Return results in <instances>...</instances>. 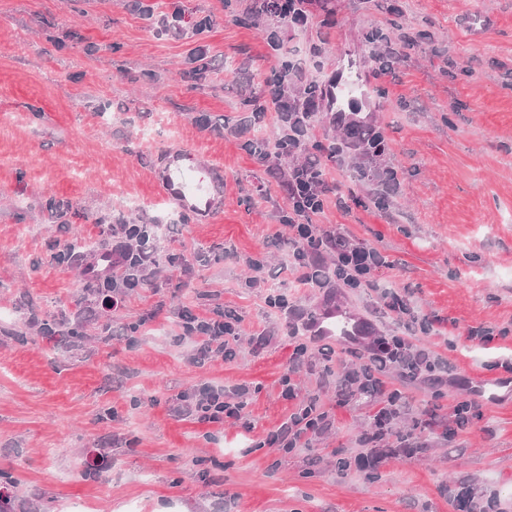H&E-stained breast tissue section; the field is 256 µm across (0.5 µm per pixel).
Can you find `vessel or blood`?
<instances>
[{
    "mask_svg": "<svg viewBox=\"0 0 512 512\" xmlns=\"http://www.w3.org/2000/svg\"><path fill=\"white\" fill-rule=\"evenodd\" d=\"M367 76L358 70H346L330 91L337 111L355 106L364 100L363 88ZM185 151L173 148L166 153V163L161 174L164 192L177 204L196 216L210 220L215 215V199L224 191L222 168L208 160L184 164ZM310 331L320 338H331L347 344L357 341L366 332L365 323L344 309L329 307L314 317Z\"/></svg>",
    "mask_w": 512,
    "mask_h": 512,
    "instance_id": "vessel-or-blood-1",
    "label": "vessel or blood"
}]
</instances>
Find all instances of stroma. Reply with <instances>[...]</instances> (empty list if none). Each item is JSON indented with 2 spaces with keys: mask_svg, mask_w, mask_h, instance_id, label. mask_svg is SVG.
<instances>
[{
  "mask_svg": "<svg viewBox=\"0 0 512 512\" xmlns=\"http://www.w3.org/2000/svg\"><path fill=\"white\" fill-rule=\"evenodd\" d=\"M255 0H0V470L40 512H460L458 483L512 512V403L480 404L447 439L477 379L502 376L512 358V0H315L306 27L268 35L276 22ZM482 15L481 35L470 32ZM209 18L210 27L195 23ZM406 30L416 44L393 74L376 76L382 45L371 30ZM209 65L186 78L197 58ZM327 84L339 60L371 72L367 101L346 116L381 133L384 149L348 148L323 158L347 202L327 203L317 222L351 245L379 250L378 278L404 289L448 364L437 387L393 366L386 388L409 402L399 426L430 420L423 449L389 460L374 476L341 470L378 406L352 391L336 404V373L361 368L377 336L404 330L377 292L334 276L303 288L282 271L287 201L275 181L290 161L257 162L250 140L275 137L273 121L247 126L252 89L278 59ZM329 100L312 118L314 146L343 136ZM182 147L224 171V202L198 221L161 189L169 149ZM394 195L376 203L388 171ZM109 218L157 227L146 285L118 304L87 293L86 260L120 246L100 235ZM184 253L192 274L164 256ZM264 282L254 283V263ZM63 314L90 340L57 346L19 302ZM240 320L231 359L197 365L178 342L181 313L216 305ZM327 304L373 325L371 337L331 354L312 349L295 377L335 422L311 447L264 446L294 406L281 396L293 340L288 315ZM158 310L149 327L142 315ZM110 340L100 343L102 324ZM493 328L486 346L463 338ZM249 387L244 429L182 413L203 383ZM102 459L100 479L87 480Z\"/></svg>",
  "mask_w": 512,
  "mask_h": 512,
  "instance_id": "obj_1",
  "label": "stroma"
}]
</instances>
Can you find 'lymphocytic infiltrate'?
I'll list each match as a JSON object with an SVG mask.
<instances>
[{"label":"lymphocytic infiltrate","mask_w":512,"mask_h":512,"mask_svg":"<svg viewBox=\"0 0 512 512\" xmlns=\"http://www.w3.org/2000/svg\"><path fill=\"white\" fill-rule=\"evenodd\" d=\"M278 67H271L260 85L261 93L270 97V107H259L253 112L254 121L262 122L273 118L279 131V143L285 145L289 153L305 155L304 163L289 169L283 184L287 191L288 207L281 221L287 224L291 234L288 250L291 259L287 265L296 282L306 288L320 286L322 276V250L330 248L335 254L334 274L344 286L351 288L367 287L378 290L383 307L396 321H404L410 316L408 299L398 291L380 288L375 277L377 271L387 267L386 258L377 250L364 247H346L345 243L329 231H321L316 219L323 213L329 187L319 160L309 158V138L312 131V114L306 102L282 99L273 85ZM239 322L226 315L223 308H214L209 316H190L181 319L179 328L184 338L196 348L195 361L206 364L217 356L231 357V339L238 336ZM308 345L295 343L288 362V373L282 380L281 396L294 403L295 410L287 422L269 431L265 442L268 445L285 448H305L309 445L310 434L328 431L333 426V418L321 409L317 398H301L294 386L293 376L307 364ZM245 386L224 390L218 384H204L198 398L190 410L198 420L210 424L245 420ZM401 408L395 403H387L373 416L371 428L361 443L367 449L366 455L357 459L359 465L373 468L394 458V450H380L379 445L393 427L395 414Z\"/></svg>","instance_id":"obj_1"}]
</instances>
